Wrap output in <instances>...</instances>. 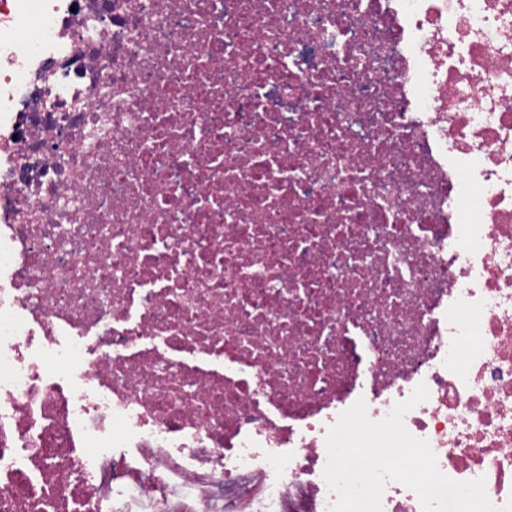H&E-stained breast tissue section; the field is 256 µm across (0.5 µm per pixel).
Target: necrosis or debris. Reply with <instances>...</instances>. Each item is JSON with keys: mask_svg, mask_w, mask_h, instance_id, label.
Instances as JSON below:
<instances>
[{"mask_svg": "<svg viewBox=\"0 0 512 512\" xmlns=\"http://www.w3.org/2000/svg\"><path fill=\"white\" fill-rule=\"evenodd\" d=\"M512 500V0H0V512H329L364 400Z\"/></svg>", "mask_w": 512, "mask_h": 512, "instance_id": "1", "label": "necrosis or debris"}]
</instances>
